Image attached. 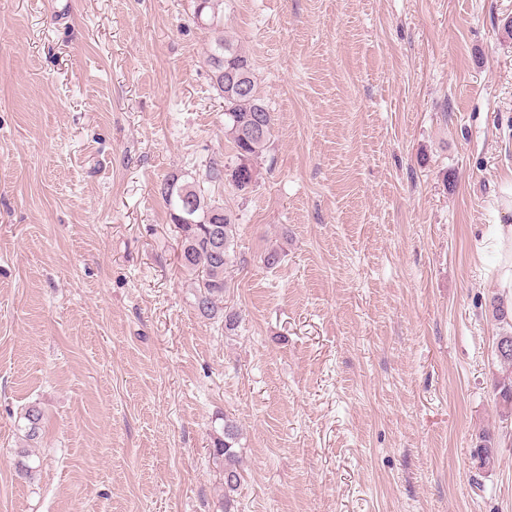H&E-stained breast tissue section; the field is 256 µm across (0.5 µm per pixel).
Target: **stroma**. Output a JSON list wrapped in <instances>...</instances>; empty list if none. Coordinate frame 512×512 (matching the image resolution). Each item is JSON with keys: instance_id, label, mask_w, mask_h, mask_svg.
<instances>
[{"instance_id": "35a3bbf8", "label": "stroma", "mask_w": 512, "mask_h": 512, "mask_svg": "<svg viewBox=\"0 0 512 512\" xmlns=\"http://www.w3.org/2000/svg\"><path fill=\"white\" fill-rule=\"evenodd\" d=\"M219 7L274 116L251 188L210 189L229 333L161 195L237 162L194 0H0V512H222L228 419L235 512H512L480 248L512 224V0ZM21 419L24 420V426H20V429L24 431L26 440L38 442L37 440L42 434L44 420L42 409L35 404L29 405L20 416ZM236 439V426L232 421L225 420L222 434L216 433L212 441L211 453L213 458L221 460L224 465V494L222 495L224 512H235L234 493L238 490L241 479L238 470L239 456L234 448Z\"/></svg>"}]
</instances>
